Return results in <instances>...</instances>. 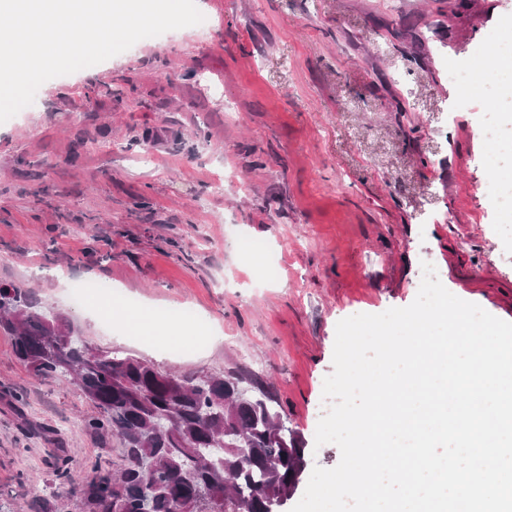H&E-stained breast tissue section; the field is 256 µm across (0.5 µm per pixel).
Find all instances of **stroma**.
<instances>
[{
  "label": "stroma",
  "mask_w": 512,
  "mask_h": 512,
  "mask_svg": "<svg viewBox=\"0 0 512 512\" xmlns=\"http://www.w3.org/2000/svg\"><path fill=\"white\" fill-rule=\"evenodd\" d=\"M202 24L145 38L42 84L0 124V284L34 291L98 348L179 375L234 373L263 388L316 446L337 323L410 305L432 260L457 297L512 322V211L489 169L477 72L512 41V0H196ZM475 70L466 100L451 69ZM250 240L266 245L249 256ZM278 268L259 280L264 261ZM111 282L159 312L153 335L75 304ZM73 384L35 377L0 332V512H89L56 475L122 463ZM489 203L497 209H512V185L504 184L491 177L483 187Z\"/></svg>",
  "instance_id": "obj_1"
}]
</instances>
